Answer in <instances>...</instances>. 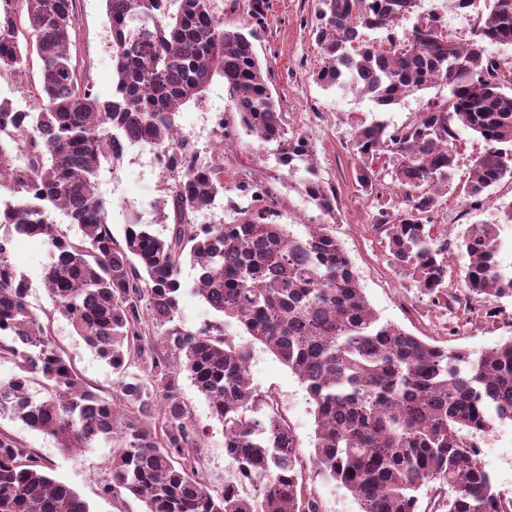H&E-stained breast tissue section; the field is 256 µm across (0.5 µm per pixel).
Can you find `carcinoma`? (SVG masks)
Returning a JSON list of instances; mask_svg holds the SVG:
<instances>
[{"label": "carcinoma", "mask_w": 512, "mask_h": 512, "mask_svg": "<svg viewBox=\"0 0 512 512\" xmlns=\"http://www.w3.org/2000/svg\"><path fill=\"white\" fill-rule=\"evenodd\" d=\"M448 0L480 16L461 44L429 17L396 38L418 0H319L316 39L325 63L318 83L350 86L380 108L405 94L448 87L400 127L376 122L354 138L356 180L371 192L373 163L394 160L392 179L405 206L379 211L392 262L437 307L448 294V237L432 223L448 182L460 130L485 142L465 194L478 200L512 175V62L488 51L512 45V0ZM112 31L115 92L102 100L78 73L70 52L76 0H0V76L18 81L31 55L42 63L36 103L0 100V188L15 201L0 207V357L18 373L0 381V414L10 413L53 437L66 451L121 439L103 493L127 492L145 512H320L306 462L360 502L362 512H512L486 471L476 436L512 420V341L475 352L448 349L371 308L331 224L297 234L264 208L236 209L230 224H200L199 214L224 193L222 155L208 164L178 138L180 107L197 100L214 75L233 97L241 126L275 143L290 171L305 164V192L335 216L336 192L310 163L313 147L288 136L283 112L263 77L254 30L227 29L213 0H106ZM387 32L389 47L362 43V31ZM160 154L173 183L158 206L164 232L128 224L116 238L97 192L100 159L117 161L125 143ZM76 224L82 237L61 228ZM512 224V201L491 222L470 224L456 247L467 259L465 306L484 319L512 297V272L500 267L498 226ZM45 243L44 288L75 333L118 373V393L91 389L52 340L50 322L28 303V284L10 261L12 236ZM199 268L193 291L223 320L192 330L175 323L179 273ZM480 304L475 309L472 302ZM235 321L305 384L315 405L313 451L304 457L277 400L253 385L250 350L224 326ZM164 328L159 335L151 329ZM142 373L129 371L133 363ZM187 376L224 425V455L240 483L213 494L202 470L200 431L180 398ZM45 398L35 401L30 383ZM0 512H90L70 486L55 480L31 449L0 431Z\"/></svg>", "instance_id": "1"}]
</instances>
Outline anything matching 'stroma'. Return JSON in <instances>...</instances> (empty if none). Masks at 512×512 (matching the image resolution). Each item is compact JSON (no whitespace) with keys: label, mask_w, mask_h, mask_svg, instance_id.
<instances>
[{"label":"stroma","mask_w":512,"mask_h":512,"mask_svg":"<svg viewBox=\"0 0 512 512\" xmlns=\"http://www.w3.org/2000/svg\"><path fill=\"white\" fill-rule=\"evenodd\" d=\"M316 0H267L266 19L255 32L254 45L264 66L270 89L279 102L289 132L307 137L314 149L313 164L320 177L336 190L334 231L348 253L358 282L381 320L395 323L421 337L440 341L451 348L483 350L512 340V298L499 302L501 313L489 322L464 309V259H456L448 272L447 286L456 295L448 307H436L421 294L415 283L399 271L374 226L380 209L396 211L402 192L390 175H382L373 193L363 192L356 181L358 159L353 152L356 131L376 121L400 126L423 112L428 101L444 98L448 90L434 86L411 93L387 110L350 87L324 88L314 80L322 65L320 48L313 35ZM78 19L72 54L84 76L90 78L100 99L112 97L115 74L112 34L106 0H78ZM443 13L445 29L459 42L471 39L478 25L476 13L449 11L446 0H419L413 19L400 21L399 29L412 27L414 19ZM222 114L226 128L235 132L230 147H222L213 135V117ZM182 139L191 142L201 162H211L216 149L224 151V179L229 184L262 183L279 200L282 223L303 232L305 225L325 223L326 218L309 201L303 189L304 170L288 171L279 162L275 144L265 143L239 127L234 101L221 77H214L201 100L184 105L176 116ZM484 141L468 130H460L452 176L440 187L442 204L433 216L436 224L447 226L449 241H456L467 225L491 219L501 203L512 200V179L486 189L483 205L473 208L465 197L474 159L483 152ZM150 148L131 147L119 161L101 160L97 176L98 194L114 235H122L126 224L137 220L154 223L156 207L166 198L169 177L152 164ZM10 258L29 285L28 301L39 316H52L53 339L63 348L85 380L99 393L109 394L117 386V375L101 360L72 326L54 312L55 304L42 280L49 262L47 247L40 242L14 237ZM198 269L184 261L180 270L183 295L179 322L190 329L217 321V314L193 288ZM250 375L260 390L273 392L292 426L303 453H310L315 431L314 407L304 384L291 370L261 344L251 348ZM181 399L194 424L202 433L204 467L212 491L223 490L236 474L224 456V426L212 413L206 397L190 379L181 381ZM0 430L31 448L47 466L49 474L73 487L89 504L91 512H145V505L132 495L115 499L101 492L110 476L112 446L98 443L74 453L62 452L55 440L25 425L21 420L0 416ZM481 460L495 486L512 498V422L496 423L481 444ZM311 486L320 499L322 512H360L354 496L332 480L308 469Z\"/></svg>","instance_id":"1"}]
</instances>
